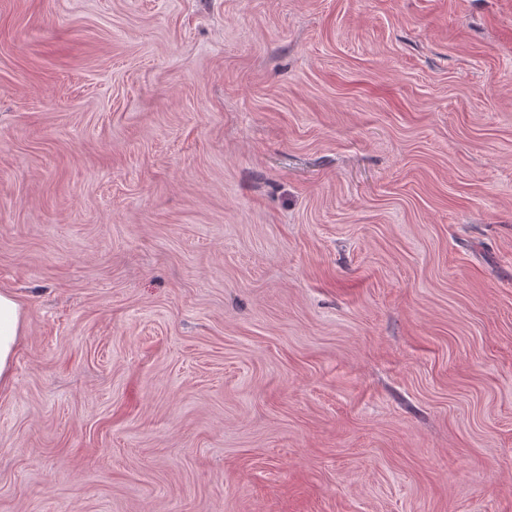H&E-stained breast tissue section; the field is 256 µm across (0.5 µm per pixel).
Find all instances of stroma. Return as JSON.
<instances>
[{
	"instance_id": "stroma-1",
	"label": "stroma",
	"mask_w": 512,
	"mask_h": 512,
	"mask_svg": "<svg viewBox=\"0 0 512 512\" xmlns=\"http://www.w3.org/2000/svg\"><path fill=\"white\" fill-rule=\"evenodd\" d=\"M0 512H512V0H0ZM24 325V308L11 291L0 290V388L12 380V363Z\"/></svg>"
}]
</instances>
